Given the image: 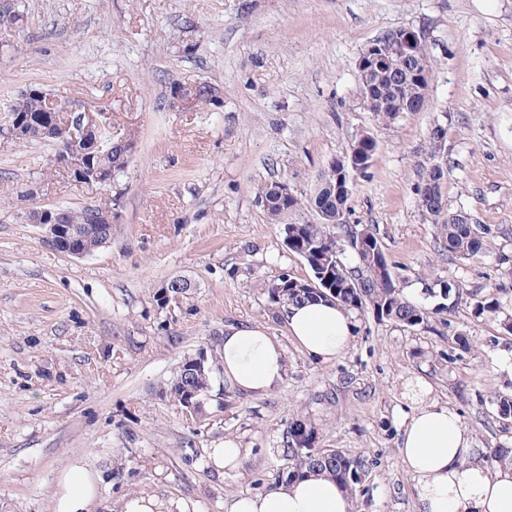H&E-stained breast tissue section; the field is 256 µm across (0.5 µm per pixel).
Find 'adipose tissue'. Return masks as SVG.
Segmentation results:
<instances>
[{
    "label": "adipose tissue",
    "mask_w": 512,
    "mask_h": 512,
    "mask_svg": "<svg viewBox=\"0 0 512 512\" xmlns=\"http://www.w3.org/2000/svg\"><path fill=\"white\" fill-rule=\"evenodd\" d=\"M292 341L311 358L339 357L355 334L351 313L316 298L282 310ZM224 382L237 393L259 397L279 388L288 375L281 341L258 323L225 326L218 347ZM417 382L415 411L403 424L400 461L414 481L419 512H512V465L488 467L448 406L429 399ZM99 476L74 461L58 478L53 512H90ZM340 483L325 473L284 482L275 489L236 499L230 512H352Z\"/></svg>",
    "instance_id": "ef3b65f1"
}]
</instances>
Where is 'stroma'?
I'll list each match as a JSON object with an SVG mask.
<instances>
[{
    "mask_svg": "<svg viewBox=\"0 0 512 512\" xmlns=\"http://www.w3.org/2000/svg\"><path fill=\"white\" fill-rule=\"evenodd\" d=\"M20 19L0 26V111L28 89L101 110L114 139L132 141L124 172L91 190L50 171L47 142L0 139V512H52L60 471L83 459L102 478L93 512H120L129 493L176 512H228L277 487L288 426L298 417L321 448L373 459L353 512H418L399 457L403 420L423 379L458 412L476 447H512L490 397L512 393V0H0ZM418 33L431 69L422 111L390 123L358 99L362 51L390 32ZM214 87L213 103L174 105L179 83ZM446 130V212L418 186L432 164L427 133ZM366 134L377 143L348 201L372 231L427 327L365 314L337 359L310 358L273 316L268 290L312 271L288 249L259 191L287 183L309 198L321 172ZM53 173L51 194L23 192ZM112 197V239L66 256L27 214ZM462 212L487 227L478 259L448 255L438 226ZM190 288L163 301L164 285ZM490 294L500 308L447 313L427 296L446 282ZM261 323L285 343L288 375L248 398L214 376L200 412L169 395L185 358L215 346L225 325ZM468 337L462 352L457 336ZM242 448L217 476L207 449Z\"/></svg>",
    "mask_w": 512,
    "mask_h": 512,
    "instance_id": "1",
    "label": "stroma"
}]
</instances>
